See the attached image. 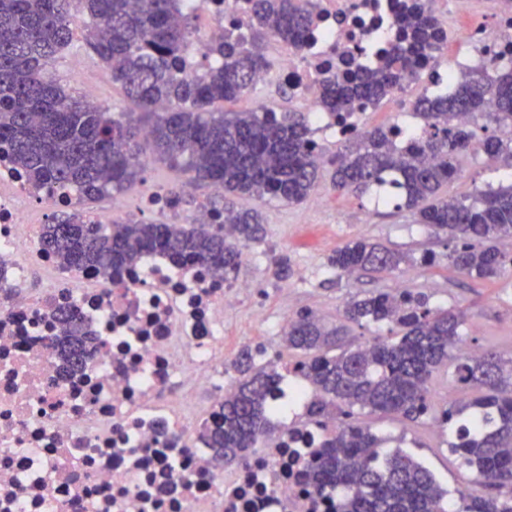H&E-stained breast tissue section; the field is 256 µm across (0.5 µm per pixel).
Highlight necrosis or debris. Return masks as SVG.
I'll return each mask as SVG.
<instances>
[{"mask_svg": "<svg viewBox=\"0 0 512 512\" xmlns=\"http://www.w3.org/2000/svg\"><path fill=\"white\" fill-rule=\"evenodd\" d=\"M401 0H319L320 22L305 46L278 44L258 83L277 79L312 117V139L342 140L369 112L348 120L320 106L323 82L369 65L372 48L397 33ZM204 19L186 72L227 33L247 34L246 0H183ZM459 53L451 67L428 60L432 87L450 91L454 71L512 60V9L492 0H425ZM30 188L0 160V512H335L303 472L322 433L300 420L234 466L199 435L219 420L234 385L224 372V310L252 284L213 277L160 252L108 274H71L61 257L32 245ZM50 275L37 294L21 291L29 262ZM72 307L97 334L82 374L61 378L55 306ZM210 389L197 411L190 391Z\"/></svg>", "mask_w": 512, "mask_h": 512, "instance_id": "4bbe7bcc", "label": "necrosis or debris"}]
</instances>
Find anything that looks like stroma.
<instances>
[{
    "label": "stroma",
    "mask_w": 512,
    "mask_h": 512,
    "mask_svg": "<svg viewBox=\"0 0 512 512\" xmlns=\"http://www.w3.org/2000/svg\"><path fill=\"white\" fill-rule=\"evenodd\" d=\"M76 59L85 71L80 82L71 77V64ZM48 72L77 98L107 106L114 112L136 109L122 89L113 84L107 66L89 48L82 23H75L69 46L51 63ZM459 168L458 177L447 187L449 195L458 197L471 194L486 183H498L505 172L502 163L473 150L460 157ZM178 184L175 172L155 163L146 168L142 181L126 192L125 212L113 213L108 196L88 203L86 209L96 218L150 222L153 213L138 209L141 197L150 190L167 191ZM314 194L322 200L317 209L306 202L288 205L274 200L260 204L267 236L261 244L243 250L238 271L242 280L260 289L265 321L252 322L248 298L236 299L226 308L224 352L228 358H235L242 347L258 339L273 351H280L283 319L310 311L324 322L336 324L347 301L398 285L429 294L432 306L462 311L468 346L491 349L506 359L512 357L511 277L483 280L454 271L446 259L444 236L415 223L409 212L375 206L365 196L336 193L329 172H322ZM358 237L409 254L415 262L403 267L394 278H377L364 272L336 275L328 266V256L337 245ZM274 254L287 256L291 266L288 279L275 277L270 262ZM360 421L379 435L402 438L403 449L433 471L446 489H472L471 472L449 454L444 436L432 421L410 423L365 415Z\"/></svg>",
    "instance_id": "35a3bbf8"
}]
</instances>
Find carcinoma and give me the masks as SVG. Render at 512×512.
<instances>
[{"mask_svg":"<svg viewBox=\"0 0 512 512\" xmlns=\"http://www.w3.org/2000/svg\"><path fill=\"white\" fill-rule=\"evenodd\" d=\"M72 2L0 0V156L39 194L73 192L95 201L142 180L139 140H148L159 160L186 175V184L214 189L210 207L224 215L231 235L215 224H100L75 210L40 225V247L66 258L75 272L118 270L155 251L190 258L215 275L238 267L242 249L261 243L265 228L258 209H237L227 197L303 203L324 163L306 113L212 106L255 86L256 75L270 66L266 39L305 44L316 0H248L250 37L212 45L207 55L214 64L195 78L184 74V66L196 15L179 14V0H82L89 47L111 71L112 82L140 107L118 118L46 77L50 61L70 43ZM447 43L424 6L414 3L394 43L380 51L381 65L364 76L353 72L326 80L321 105L336 114L354 111L357 101L376 105ZM413 110L423 135L408 146L394 141L400 132L394 123L346 139L329 161L334 187L373 193L443 233L448 264L459 273L494 279L512 272V182L462 198L442 193L459 174V157L474 147L512 163V64L493 74L482 68L465 72L454 93L423 95ZM491 123L496 132L477 136ZM407 262V256L365 238L336 246L328 257L341 275L392 277ZM55 316L57 357L65 371L76 372L87 362L92 337L71 310L59 307ZM343 316L359 326H386L389 335L334 355L343 328H329L303 312L283 336L287 351L302 354L289 366L310 394L306 417L325 431L308 471L311 487L337 494L336 512H512V358L487 349L459 354L465 315L434 308L429 295L405 287L355 297ZM450 366L456 382L477 394L438 410L430 383ZM234 369L238 378L224 399L222 422L204 434L226 464L274 431L275 392L284 380L279 361L260 362L251 349ZM364 412L411 423L432 420L441 432H451L448 450L473 470L474 483L496 493L460 491L454 500L411 456L399 450L380 456L382 439L357 419Z\"/></svg>","mask_w":512,"mask_h":512,"instance_id":"obj_1","label":"carcinoma"}]
</instances>
